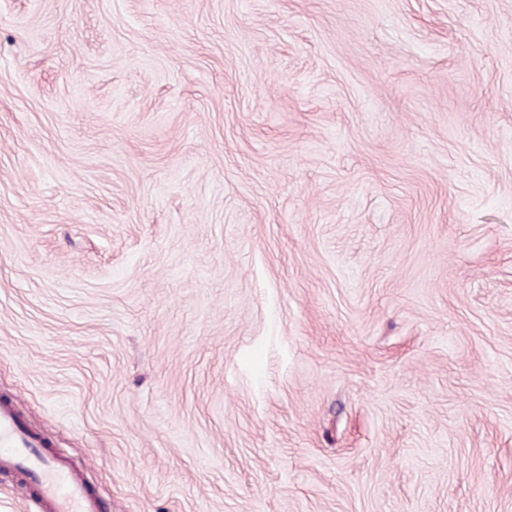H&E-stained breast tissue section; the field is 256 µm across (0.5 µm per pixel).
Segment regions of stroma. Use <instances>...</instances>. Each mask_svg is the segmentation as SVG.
<instances>
[{
	"label": "stroma",
	"instance_id": "stroma-1",
	"mask_svg": "<svg viewBox=\"0 0 512 512\" xmlns=\"http://www.w3.org/2000/svg\"><path fill=\"white\" fill-rule=\"evenodd\" d=\"M102 512H512V0H0V403Z\"/></svg>",
	"mask_w": 512,
	"mask_h": 512
}]
</instances>
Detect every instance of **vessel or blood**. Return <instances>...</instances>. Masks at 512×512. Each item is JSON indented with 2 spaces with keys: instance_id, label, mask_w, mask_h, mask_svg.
<instances>
[{
  "instance_id": "b4317fda",
  "label": "vessel or blood",
  "mask_w": 512,
  "mask_h": 512,
  "mask_svg": "<svg viewBox=\"0 0 512 512\" xmlns=\"http://www.w3.org/2000/svg\"><path fill=\"white\" fill-rule=\"evenodd\" d=\"M0 471L30 483L41 512H100L96 494L46 442L29 433L13 406L0 404Z\"/></svg>"
}]
</instances>
